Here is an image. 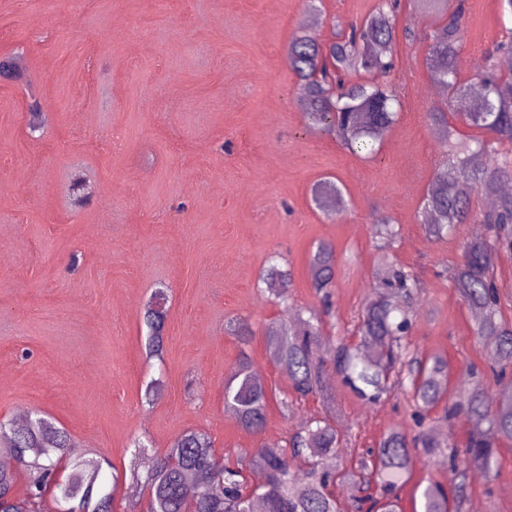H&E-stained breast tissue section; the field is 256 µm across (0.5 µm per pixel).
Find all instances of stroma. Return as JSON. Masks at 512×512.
<instances>
[{
  "mask_svg": "<svg viewBox=\"0 0 512 512\" xmlns=\"http://www.w3.org/2000/svg\"><path fill=\"white\" fill-rule=\"evenodd\" d=\"M377 0H0V57L21 53L23 79H0V417L36 410L64 428L80 454L109 460L116 474L131 459L148 466L178 435L206 432L226 463L239 451L287 439L323 413L320 397L292 409L284 368L265 333L295 310L321 309L309 273L316 244L336 254L325 347L353 342L358 314L383 273L372 239L374 215L400 228L394 260L420 288L409 336L423 355L451 368L450 394L466 393L468 367L487 371V345L454 286L462 245L475 224L429 236L422 199L446 152V129L475 136L457 117L432 123L425 95L432 17L401 0L387 82L401 116L376 158L351 154L305 125L299 80L286 59L302 25L321 41L336 21L351 23ZM462 82L501 36L496 0H466ZM43 124L30 131L29 106ZM87 173L83 206L69 203V176ZM344 189L345 208L329 216L312 202L322 179ZM289 263L287 305L258 286L272 254ZM167 295L162 360L147 359L143 322L156 290ZM247 320L240 345L227 321ZM247 352L274 398L262 434L224 408V384ZM159 395L146 402L148 382ZM336 421L349 436L348 462L394 427H409L405 393L367 406L334 375L324 381ZM145 444L134 456L135 444ZM447 483L435 458L415 452L401 489L414 512L419 487ZM462 512H512V444L500 443L493 477L469 475Z\"/></svg>",
  "mask_w": 512,
  "mask_h": 512,
  "instance_id": "35a3bbf8",
  "label": "stroma"
}]
</instances>
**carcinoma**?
I'll list each match as a JSON object with an SVG mask.
<instances>
[{
    "label": "carcinoma",
    "mask_w": 512,
    "mask_h": 512,
    "mask_svg": "<svg viewBox=\"0 0 512 512\" xmlns=\"http://www.w3.org/2000/svg\"><path fill=\"white\" fill-rule=\"evenodd\" d=\"M398 0H378L373 11L352 22L336 41L319 42L311 29L297 30L287 48L289 68L300 81L297 105L308 127L335 138L354 154L376 153L383 135L399 120V100L388 84L376 75L393 68L391 48L396 40ZM425 13L435 12V24L427 34L425 64L430 77L447 89L444 99L429 109L430 121L446 125L448 114L468 99L470 86L460 81L456 59L462 50L464 0L453 10L448 0H416ZM485 56L478 74L482 99L468 112L465 122L484 132L468 140L448 138V159L436 169L423 201L430 217L429 233L444 237L459 224L471 223L470 202L475 194L496 197L494 207L477 223L487 227L463 245L454 285L462 300L475 312L478 335L488 348L496 371L498 404L490 405L481 382L454 401L448 400V361L423 357L411 349L407 336L414 309L412 299L419 288L417 276L404 266L390 263L384 277L364 305L357 332L363 343L377 350L366 356L357 346L322 347L320 314H296L294 320L266 336L274 359L287 367L289 384L298 399L320 394L331 396L323 386L325 375L336 374L341 386L367 405H375L402 390L412 394L416 433L403 429L387 431L365 457L347 465V438L330 415L312 418L282 444H264L241 457L236 466L224 464L215 453L211 437L196 430L185 431L167 450L154 458L150 468L131 472L130 487L145 497L146 512H254L262 501L264 512H400L396 491L410 478L412 450L441 457L448 468L451 490L439 482L428 483L421 492L420 512H459L464 499L467 470L481 467L494 477L496 443L512 442V382L505 380L512 369V323L505 322L486 254L500 247L512 249V195L498 194L499 186L512 182V31ZM495 159L490 167L487 160ZM318 209L334 214L344 207L341 187L323 181L312 190ZM398 236L393 220L379 216L374 222L375 247L389 251ZM335 251L319 245L310 257L312 288L329 309L334 287ZM265 291L288 300L292 272L272 262L262 277ZM162 297L147 304L144 319L150 332L145 349L150 359H162L166 310ZM226 332L238 342H248L249 323L232 319ZM269 390L251 370V361L241 353L231 377L224 384V408L246 430L260 434L266 426ZM443 407L448 424L462 419L473 429L465 448L451 437L437 436L426 423L431 411ZM0 444L8 448L15 467L0 469V512H39L46 495L55 499L61 512H112L113 490L118 476L107 478L108 461L100 456H82L68 461L69 472L56 480L71 436L54 422L37 414L23 425L0 418ZM28 475L22 495L15 494L20 470ZM258 470L264 481L249 483L247 472ZM355 488L347 501L336 498V484Z\"/></svg>",
    "instance_id": "1"
}]
</instances>
